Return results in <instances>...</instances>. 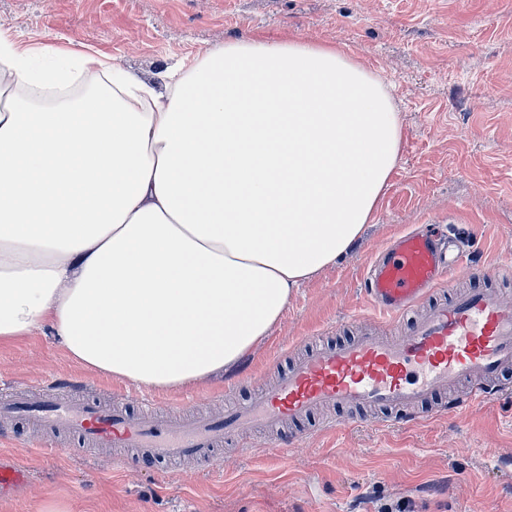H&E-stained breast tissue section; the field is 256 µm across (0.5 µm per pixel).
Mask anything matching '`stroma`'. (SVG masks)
<instances>
[{
	"instance_id": "1",
	"label": "stroma",
	"mask_w": 512,
	"mask_h": 512,
	"mask_svg": "<svg viewBox=\"0 0 512 512\" xmlns=\"http://www.w3.org/2000/svg\"><path fill=\"white\" fill-rule=\"evenodd\" d=\"M0 28L61 49L92 48L156 81L176 60L227 42L297 34L341 47L388 87L402 126L399 160L356 246L304 282L264 339L231 370L192 386L198 412L241 401L238 378L263 385L275 358L305 337L346 335L379 314L363 270L414 224L442 225L477 267L512 259V0H0ZM66 373L84 396L135 392L70 359L37 332L0 347V396ZM298 446L274 455L246 437L219 469L140 467L62 442L59 456L0 447L33 471L0 512H512V394L378 431L348 411L314 415Z\"/></svg>"
}]
</instances>
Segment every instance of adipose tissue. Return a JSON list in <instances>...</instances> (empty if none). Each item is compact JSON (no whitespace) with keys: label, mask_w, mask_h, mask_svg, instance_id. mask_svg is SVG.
Returning <instances> with one entry per match:
<instances>
[{"label":"adipose tissue","mask_w":512,"mask_h":512,"mask_svg":"<svg viewBox=\"0 0 512 512\" xmlns=\"http://www.w3.org/2000/svg\"><path fill=\"white\" fill-rule=\"evenodd\" d=\"M402 143L340 48L228 42L157 84L0 31V343L168 390L235 365L347 252Z\"/></svg>","instance_id":"adipose-tissue-1"}]
</instances>
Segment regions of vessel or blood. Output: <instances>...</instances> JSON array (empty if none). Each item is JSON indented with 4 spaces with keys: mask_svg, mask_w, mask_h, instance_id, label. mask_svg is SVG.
<instances>
[{
    "mask_svg": "<svg viewBox=\"0 0 512 512\" xmlns=\"http://www.w3.org/2000/svg\"><path fill=\"white\" fill-rule=\"evenodd\" d=\"M461 263V253L440 250L436 225L402 234L367 271V295L385 321L332 344L307 338V350L287 370L271 363L275 380L246 402L225 405L223 415H184L194 403L190 397L158 414L147 394L137 396L142 411L132 415L120 404L65 393V381L45 378L33 393L0 400V418L69 434L94 448H136L144 465L190 459L207 469L215 448L236 435L296 423L322 407L370 408L379 413L377 426L387 427L395 416L429 418L439 396L445 412L485 403L502 393L497 380L512 366V298L490 286L512 277V268L487 271L488 287L445 293ZM420 304L425 314L406 333L392 334L388 318ZM29 478L26 467L0 454V497Z\"/></svg>",
    "mask_w": 512,
    "mask_h": 512,
    "instance_id": "vessel-or-blood-1",
    "label": "vessel or blood"
}]
</instances>
